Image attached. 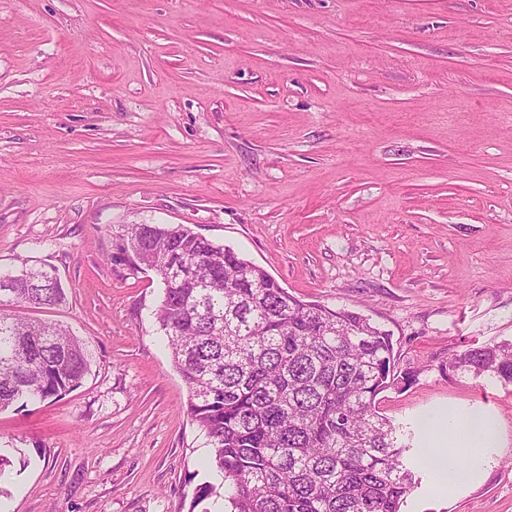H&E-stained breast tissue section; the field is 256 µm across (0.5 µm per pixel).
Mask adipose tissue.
Returning <instances> with one entry per match:
<instances>
[{
	"mask_svg": "<svg viewBox=\"0 0 512 512\" xmlns=\"http://www.w3.org/2000/svg\"><path fill=\"white\" fill-rule=\"evenodd\" d=\"M428 428L448 441L447 449H430L429 460L439 486L452 492L475 481L501 445L498 419L483 408L461 415L453 411L431 415Z\"/></svg>",
	"mask_w": 512,
	"mask_h": 512,
	"instance_id": "adipose-tissue-1",
	"label": "adipose tissue"
}]
</instances>
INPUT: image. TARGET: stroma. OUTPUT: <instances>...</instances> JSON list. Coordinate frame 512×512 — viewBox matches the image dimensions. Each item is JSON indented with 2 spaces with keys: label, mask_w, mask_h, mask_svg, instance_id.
Instances as JSON below:
<instances>
[{
  "label": "stroma",
  "mask_w": 512,
  "mask_h": 512,
  "mask_svg": "<svg viewBox=\"0 0 512 512\" xmlns=\"http://www.w3.org/2000/svg\"><path fill=\"white\" fill-rule=\"evenodd\" d=\"M129 224H182L299 299L362 314L416 382L406 426L482 407L502 443L402 512H512V386L445 371L512 340V0H0V268L55 272L32 315L92 355L0 412L6 512H188L220 479Z\"/></svg>",
  "instance_id": "1"
}]
</instances>
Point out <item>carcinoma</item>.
Segmentation results:
<instances>
[{
  "instance_id": "cac0c4a2",
  "label": "carcinoma",
  "mask_w": 512,
  "mask_h": 512,
  "mask_svg": "<svg viewBox=\"0 0 512 512\" xmlns=\"http://www.w3.org/2000/svg\"><path fill=\"white\" fill-rule=\"evenodd\" d=\"M127 250L164 286L156 312L188 411L227 483L225 512H401L417 485L405 462L417 428L378 396L424 371L395 372L391 334L365 316L304 302L232 248L180 224H130ZM49 270L0 274V411L56 400L90 372L85 343L17 314L65 302ZM446 369L512 385V341L472 346Z\"/></svg>"
}]
</instances>
